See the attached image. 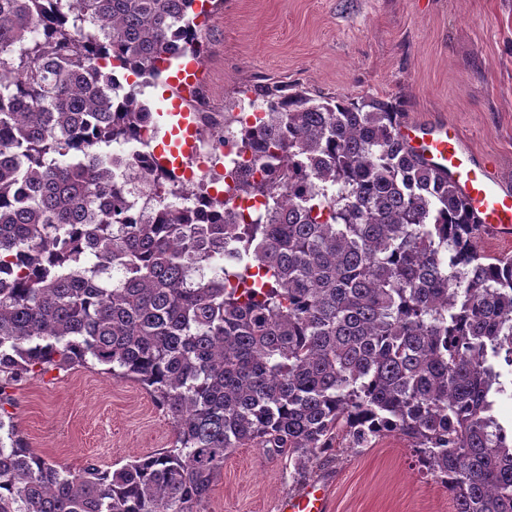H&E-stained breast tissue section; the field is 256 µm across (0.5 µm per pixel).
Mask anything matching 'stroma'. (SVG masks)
<instances>
[{
    "mask_svg": "<svg viewBox=\"0 0 512 512\" xmlns=\"http://www.w3.org/2000/svg\"><path fill=\"white\" fill-rule=\"evenodd\" d=\"M202 36L209 111H236L245 91L272 82L394 100L405 119L454 123L512 182V0H224ZM13 394L28 447L74 472L111 469L174 439L143 385L97 367L53 371ZM308 482L329 484L331 512H454L396 436L314 460L301 481L287 457L235 449L206 512H277Z\"/></svg>",
    "mask_w": 512,
    "mask_h": 512,
    "instance_id": "obj_1",
    "label": "stroma"
}]
</instances>
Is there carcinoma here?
<instances>
[{
  "instance_id": "carcinoma-1",
  "label": "carcinoma",
  "mask_w": 512,
  "mask_h": 512,
  "mask_svg": "<svg viewBox=\"0 0 512 512\" xmlns=\"http://www.w3.org/2000/svg\"><path fill=\"white\" fill-rule=\"evenodd\" d=\"M194 2L0 0V512H205L234 449L303 478L341 435L405 438L454 512H512V258L377 98L258 87L242 184L263 208L203 185L171 208L138 95L200 52ZM116 144L150 170L142 221ZM91 363L145 386L172 447L75 474L27 446L11 390ZM227 186L232 187V182L224 179V186L222 190H218L215 187H212L210 191L211 196L218 197L220 199H228L229 196L233 195L232 198V206L238 211L239 216L242 218H248L250 213H252L256 208L259 207V203L254 201V199L245 196L242 192H235L230 190L227 192ZM234 193V194H233Z\"/></svg>"
}]
</instances>
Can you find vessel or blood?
I'll list each match as a JSON object with an SVG mask.
<instances>
[{"mask_svg": "<svg viewBox=\"0 0 512 512\" xmlns=\"http://www.w3.org/2000/svg\"><path fill=\"white\" fill-rule=\"evenodd\" d=\"M400 132L408 147L456 185L481 233L512 238V184L494 177L473 158L454 124L430 130L407 121ZM277 512H329V489L307 485L282 498Z\"/></svg>", "mask_w": 512, "mask_h": 512, "instance_id": "obj_1", "label": "vessel or blood"}]
</instances>
